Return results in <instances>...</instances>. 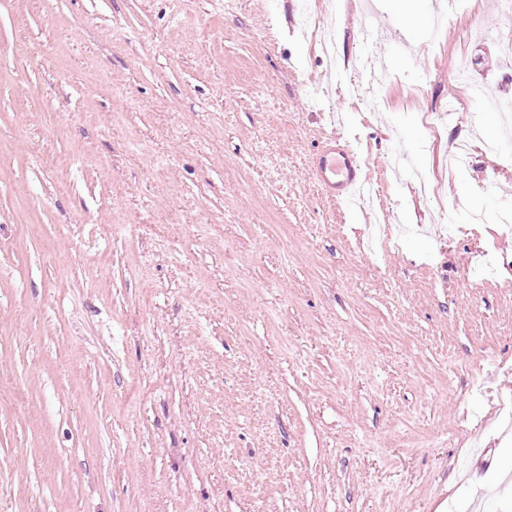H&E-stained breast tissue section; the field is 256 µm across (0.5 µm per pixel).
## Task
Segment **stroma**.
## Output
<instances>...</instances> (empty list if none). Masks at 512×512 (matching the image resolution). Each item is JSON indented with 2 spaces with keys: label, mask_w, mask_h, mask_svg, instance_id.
<instances>
[{
  "label": "stroma",
  "mask_w": 512,
  "mask_h": 512,
  "mask_svg": "<svg viewBox=\"0 0 512 512\" xmlns=\"http://www.w3.org/2000/svg\"><path fill=\"white\" fill-rule=\"evenodd\" d=\"M307 8L0 0V512H512V167L448 159L512 26L343 0L334 72ZM336 110L375 211L314 179Z\"/></svg>",
  "instance_id": "35a3bbf8"
}]
</instances>
